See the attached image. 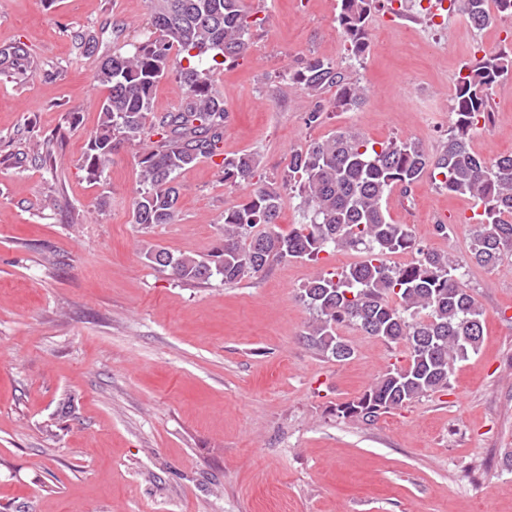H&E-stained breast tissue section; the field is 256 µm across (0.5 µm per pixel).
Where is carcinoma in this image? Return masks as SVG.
<instances>
[{
    "instance_id": "cac0c4a2",
    "label": "carcinoma",
    "mask_w": 512,
    "mask_h": 512,
    "mask_svg": "<svg viewBox=\"0 0 512 512\" xmlns=\"http://www.w3.org/2000/svg\"><path fill=\"white\" fill-rule=\"evenodd\" d=\"M449 0L477 30L512 20V0ZM378 0H339L337 22L350 59L369 51L368 21ZM152 30L130 54L104 58L95 80L108 94L98 103L100 124L84 154V168L97 177L112 161L118 140L145 144L139 159L141 190L135 224H171L177 215L181 170L198 158L222 157L224 183H251L258 160L252 153L222 156L227 119L224 96L211 73L245 56L252 21L241 0H147ZM455 80L454 120L441 150L431 154L418 139L378 142L340 127L293 152L282 182L257 184L239 205L224 211V238L207 256L145 253L154 266L183 283H201L217 274L237 283L262 274L274 261L300 259L320 264L321 254L360 250L363 259L336 271L317 270L299 289L313 314L309 345L343 362L352 343L338 334L353 326L364 336L404 344L409 361L387 370L358 397L337 407L343 418L373 422L408 402L448 388L453 366L478 351L484 336L481 306L464 287L463 269L492 268L512 256V155L487 159L472 150L473 137L491 121V91L512 76V54L484 56L464 66ZM29 77L30 62L20 45L0 47V74ZM175 76L186 89L184 104L149 120L157 83ZM288 81L317 96L336 88L334 107L350 110L368 98L367 86L348 70L317 57L288 72ZM429 175L448 196L473 201L465 223L476 226L467 259L459 262L425 248L407 225L394 223L383 202L396 187L409 194ZM297 191L303 222L284 235L276 231L283 191ZM410 252L412 262L396 265L390 256Z\"/></svg>"
}]
</instances>
